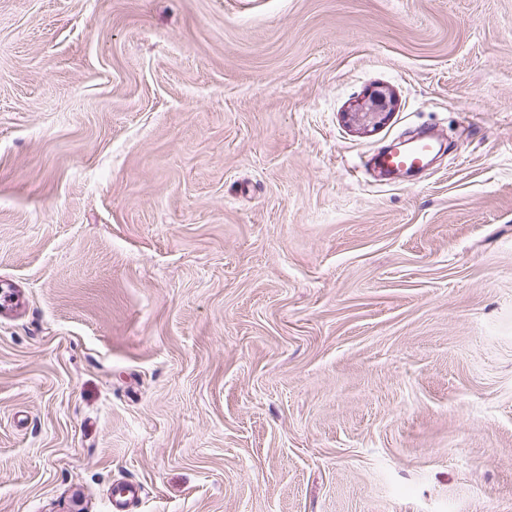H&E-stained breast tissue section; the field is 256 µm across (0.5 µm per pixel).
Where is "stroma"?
I'll list each match as a JSON object with an SVG mask.
<instances>
[{"mask_svg":"<svg viewBox=\"0 0 512 512\" xmlns=\"http://www.w3.org/2000/svg\"><path fill=\"white\" fill-rule=\"evenodd\" d=\"M0 283V512H512V0H0ZM391 95L383 90H373L365 95L360 102L354 105V108L344 112L345 118L349 124H354L369 131L380 127L387 120L390 112L389 104ZM435 141L433 136L422 138L402 150H393L381 158V164L388 169L419 167L424 164L432 151Z\"/></svg>","mask_w":512,"mask_h":512,"instance_id":"35a3bbf8","label":"stroma"}]
</instances>
